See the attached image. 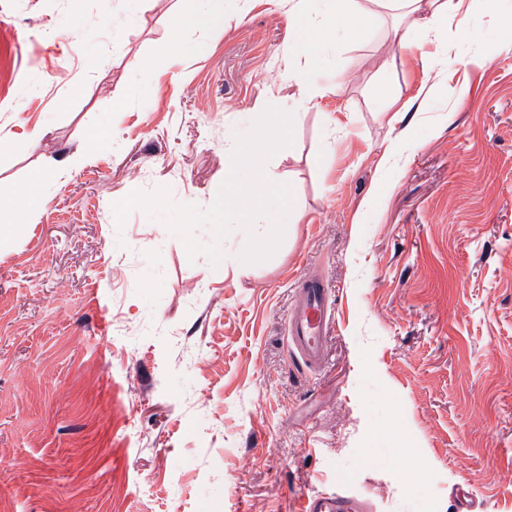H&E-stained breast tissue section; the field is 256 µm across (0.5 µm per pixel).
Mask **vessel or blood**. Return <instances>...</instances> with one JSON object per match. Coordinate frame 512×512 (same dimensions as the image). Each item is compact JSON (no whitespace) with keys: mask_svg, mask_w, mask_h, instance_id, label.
Listing matches in <instances>:
<instances>
[{"mask_svg":"<svg viewBox=\"0 0 512 512\" xmlns=\"http://www.w3.org/2000/svg\"><path fill=\"white\" fill-rule=\"evenodd\" d=\"M334 311L321 274H303L295 284L294 304L288 314V344L295 358L308 369L325 362L324 336ZM367 498L351 494L346 484L335 491L317 492L302 498L300 512H372Z\"/></svg>","mask_w":512,"mask_h":512,"instance_id":"vessel-or-blood-1","label":"vessel or blood"}]
</instances>
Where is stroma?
Returning <instances> with one entry per match:
<instances>
[{
  "label": "stroma",
  "instance_id": "obj_1",
  "mask_svg": "<svg viewBox=\"0 0 512 512\" xmlns=\"http://www.w3.org/2000/svg\"><path fill=\"white\" fill-rule=\"evenodd\" d=\"M194 7L0 0V184L68 169L0 246V512H299L341 477L376 512H457L463 484L512 512V0H470L437 92L438 45L417 28L400 54L391 17L304 70L265 0H224L213 30ZM305 87L267 164L294 194L270 260L206 227L223 263L189 258L140 208L116 227L134 191L211 205L225 138ZM385 91L431 97L391 127ZM313 271L335 303L316 372L286 340Z\"/></svg>",
  "mask_w": 512,
  "mask_h": 512
}]
</instances>
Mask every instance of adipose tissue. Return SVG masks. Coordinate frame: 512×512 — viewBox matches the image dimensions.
<instances>
[{"label":"adipose tissue","mask_w":512,"mask_h":512,"mask_svg":"<svg viewBox=\"0 0 512 512\" xmlns=\"http://www.w3.org/2000/svg\"><path fill=\"white\" fill-rule=\"evenodd\" d=\"M282 9L292 31L291 50L314 61L321 42L335 38L337 33H362L378 24L382 13L395 15L398 45L403 53L413 51L409 40L411 28L424 27L434 42H448V31L462 7L463 0H377L378 11L371 12L358 6L356 0H268ZM67 171L65 162L53 161L35 169L24 191L0 189V244H7L16 227L7 223L6 215L17 213L18 200H26L29 210L41 207L44 189L58 183Z\"/></svg>","instance_id":"adipose-tissue-1"}]
</instances>
